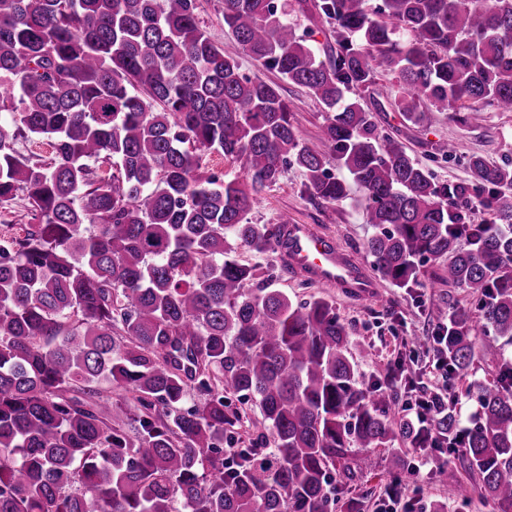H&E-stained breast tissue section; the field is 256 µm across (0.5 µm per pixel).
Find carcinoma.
I'll use <instances>...</instances> for the list:
<instances>
[{"label":"carcinoma","mask_w":512,"mask_h":512,"mask_svg":"<svg viewBox=\"0 0 512 512\" xmlns=\"http://www.w3.org/2000/svg\"><path fill=\"white\" fill-rule=\"evenodd\" d=\"M313 7L336 33L327 62L288 0H224V26L323 106V151L280 85L199 27L196 0H0V201L23 192L37 220L0 238V512H335L348 448L397 436L460 454L481 497L512 509V362L477 387L472 426L454 412L469 313L448 301V398L418 430L364 385L332 302L292 301L224 247L277 252L282 225L245 216L290 165L313 200L346 199L334 160L363 192L374 267L408 288L445 260L448 285L479 295L484 348L512 344V169L473 155L471 183L438 184L347 97L382 69L414 124L467 101L509 110L512 0ZM19 136L47 140L51 162ZM206 153L238 174H208ZM471 189L490 220L451 209ZM226 388L259 407L273 447L224 457L242 426ZM17 150L23 155L32 158L34 161L49 163L52 158L51 148L47 141L18 138L16 142Z\"/></svg>","instance_id":"cac0c4a2"}]
</instances>
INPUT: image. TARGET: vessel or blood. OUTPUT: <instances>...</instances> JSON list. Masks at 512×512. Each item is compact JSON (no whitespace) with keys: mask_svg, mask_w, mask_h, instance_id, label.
<instances>
[{"mask_svg":"<svg viewBox=\"0 0 512 512\" xmlns=\"http://www.w3.org/2000/svg\"><path fill=\"white\" fill-rule=\"evenodd\" d=\"M278 258L291 274L348 297L371 299L379 286L365 264L312 224L284 223Z\"/></svg>","mask_w":512,"mask_h":512,"instance_id":"vessel-or-blood-1","label":"vessel or blood"}]
</instances>
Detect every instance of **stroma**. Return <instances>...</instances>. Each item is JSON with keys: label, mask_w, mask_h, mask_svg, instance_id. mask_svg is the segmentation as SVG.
I'll list each match as a JSON object with an SVG mask.
<instances>
[{"label": "stroma", "mask_w": 512, "mask_h": 512, "mask_svg": "<svg viewBox=\"0 0 512 512\" xmlns=\"http://www.w3.org/2000/svg\"><path fill=\"white\" fill-rule=\"evenodd\" d=\"M291 20L305 43L318 56L326 59L336 47L332 28L319 18L314 9L292 12ZM265 80L281 83V93L292 108V121L303 141L321 148V129L325 112L320 103L305 89L282 82L280 75L268 72ZM399 84L394 75L380 72L373 85L354 93L353 98L369 112L378 135L397 139L407 153L425 162L437 183H465L470 179L467 160L478 154L500 166L512 168V112H502L487 106L479 122H463L461 114H438L430 126L418 127L406 122L397 107ZM451 142L456 154L448 160L433 159L436 143ZM305 177L300 168L292 166L281 182L258 197L247 215L254 224H278L282 219L296 224H314L332 234L336 241L360 260H367L365 243L373 234L366 211L361 204V192L349 184L347 200L317 203L304 187ZM417 285L411 289L398 287L388 279H380L376 294L367 301L342 296L336 290L315 284H302L290 274H279L273 288L292 298L321 296L336 307L340 319L353 335L351 352L367 384L382 386L395 400L396 420H407L417 398L423 395H447L456 390V411L463 425H470L478 406L465 394L470 386L493 382L499 365L512 357V345L493 352L477 351L471 365L456 379L449 381L445 372L435 369L433 353L427 347H414L410 335L432 336L447 316L439 306L448 297L458 305L475 311L478 297L467 288L449 289L442 278L440 262L430 260L421 265ZM403 440L385 448L370 449V468L356 471L353 479H338L336 486L341 499L354 498L360 512H380L387 498L383 488L391 479L402 485V512H488L477 490L469 489L468 470L461 458L444 448L428 451L430 462L420 470L395 473L392 456ZM446 474L436 478L437 467Z\"/></svg>", "instance_id": "obj_1"}]
</instances>
